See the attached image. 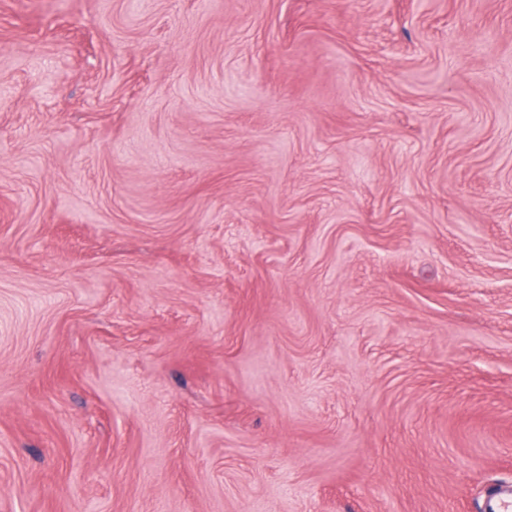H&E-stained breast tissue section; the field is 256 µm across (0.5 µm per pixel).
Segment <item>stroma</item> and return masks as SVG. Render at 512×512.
<instances>
[{
	"instance_id": "1",
	"label": "stroma",
	"mask_w": 512,
	"mask_h": 512,
	"mask_svg": "<svg viewBox=\"0 0 512 512\" xmlns=\"http://www.w3.org/2000/svg\"><path fill=\"white\" fill-rule=\"evenodd\" d=\"M505 486L512 0H0V512Z\"/></svg>"
}]
</instances>
